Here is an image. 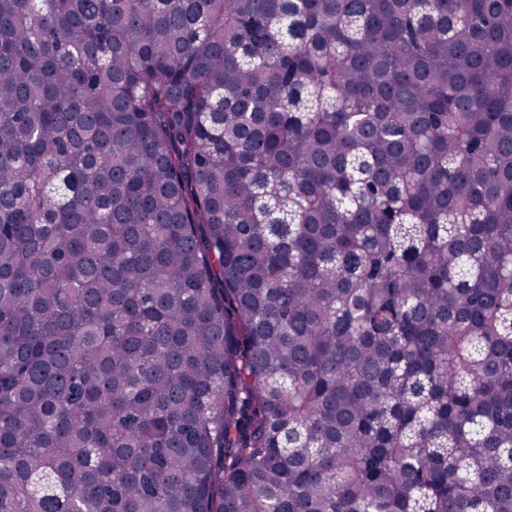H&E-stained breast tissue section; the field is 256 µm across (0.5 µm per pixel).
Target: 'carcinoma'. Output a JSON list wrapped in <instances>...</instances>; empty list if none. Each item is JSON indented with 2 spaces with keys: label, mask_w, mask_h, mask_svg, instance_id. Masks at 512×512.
<instances>
[{
  "label": "carcinoma",
  "mask_w": 512,
  "mask_h": 512,
  "mask_svg": "<svg viewBox=\"0 0 512 512\" xmlns=\"http://www.w3.org/2000/svg\"><path fill=\"white\" fill-rule=\"evenodd\" d=\"M0 512H512V0H0Z\"/></svg>",
  "instance_id": "carcinoma-1"
}]
</instances>
